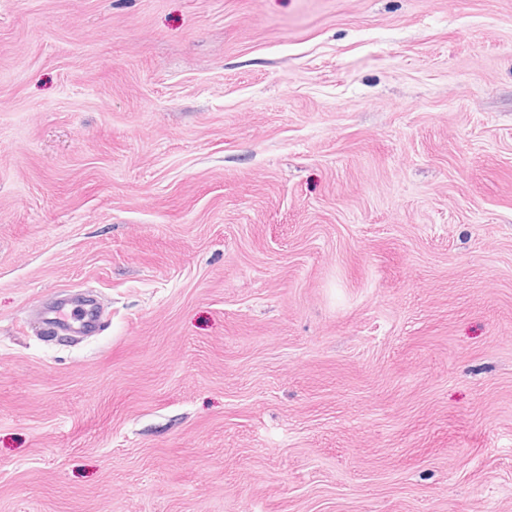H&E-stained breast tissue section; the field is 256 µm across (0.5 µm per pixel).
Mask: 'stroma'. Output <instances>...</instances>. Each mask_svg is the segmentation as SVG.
I'll return each instance as SVG.
<instances>
[{"mask_svg":"<svg viewBox=\"0 0 512 512\" xmlns=\"http://www.w3.org/2000/svg\"><path fill=\"white\" fill-rule=\"evenodd\" d=\"M0 512H512V0H0ZM97 312L92 307H85L83 315L78 320H71L65 306L43 308L40 311V322L47 330L72 334H85L90 332L96 324Z\"/></svg>","mask_w":512,"mask_h":512,"instance_id":"1","label":"stroma"}]
</instances>
